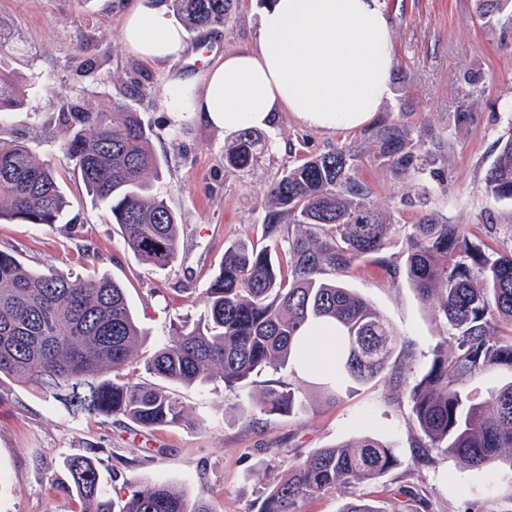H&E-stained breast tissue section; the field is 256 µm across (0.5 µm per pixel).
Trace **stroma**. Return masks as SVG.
Instances as JSON below:
<instances>
[{"mask_svg": "<svg viewBox=\"0 0 512 512\" xmlns=\"http://www.w3.org/2000/svg\"><path fill=\"white\" fill-rule=\"evenodd\" d=\"M137 0H0V22L12 40L0 50V68L19 77L24 106L0 117V135L18 137L58 174L70 205L59 224H0V250L18 251L32 268L71 276L107 275L126 291L147 336V357L175 329L204 313V290L233 241L277 248L287 225L268 233L262 198L289 164L341 146L366 145L382 125L409 130L434 161L398 173L363 157L360 176L372 199L391 215L387 246L354 267L344 281L391 322L402 337L395 355L403 384L385 379L342 385L339 403L324 401L321 381L304 382L310 408L243 417L236 404L287 372L266 371L228 391L222 383L171 386L187 410L176 426L140 429L122 417L106 421L67 413L37 388L0 380V512H74L64 459L96 447L102 483L118 492L124 482L167 481L190 498L203 497L215 512H257L272 473H283L316 448L370 434L388 436L401 463L385 476L339 488L303 503L302 512H341L362 496L401 512L403 490L415 497L412 512H512V483L494 471L478 472L459 460L417 456L420 437L411 420L405 387L420 380L443 334L405 272L406 236L424 213L463 225L484 251L512 248V204L484 192V178L499 146L512 137V6L481 16L476 0H382L391 20L395 51L394 93L384 112L362 127L312 129L292 113L261 131L256 162L231 170L226 148L232 136L197 121L175 128L163 98L166 68L135 58L120 42L123 16ZM261 0H240L224 29L187 35V52L175 69L196 71L224 53L249 45L257 32ZM93 59V69L81 68ZM130 102L152 133L162 162L156 191L179 215L176 263L160 270L124 245L119 225L71 175L60 148L57 115L63 103L91 112L103 104Z\"/></svg>", "mask_w": 512, "mask_h": 512, "instance_id": "1", "label": "stroma"}]
</instances>
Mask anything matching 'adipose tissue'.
Segmentation results:
<instances>
[{
  "label": "adipose tissue",
  "mask_w": 512,
  "mask_h": 512,
  "mask_svg": "<svg viewBox=\"0 0 512 512\" xmlns=\"http://www.w3.org/2000/svg\"><path fill=\"white\" fill-rule=\"evenodd\" d=\"M137 58L181 56L185 35L167 10L130 8L120 32ZM391 25L381 0H270L257 38L203 72L176 71L163 104L173 125L197 119L228 133L271 127L280 113L333 130L365 125L392 96ZM298 372L332 378L333 333L313 328L300 346Z\"/></svg>",
  "instance_id": "obj_1"
}]
</instances>
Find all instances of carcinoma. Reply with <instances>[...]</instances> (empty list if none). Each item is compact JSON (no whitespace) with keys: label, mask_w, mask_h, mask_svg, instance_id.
Here are the masks:
<instances>
[{"label":"carcinoma","mask_w":512,"mask_h":512,"mask_svg":"<svg viewBox=\"0 0 512 512\" xmlns=\"http://www.w3.org/2000/svg\"><path fill=\"white\" fill-rule=\"evenodd\" d=\"M188 32L224 28L236 0H153ZM24 105L15 75L0 68V114ZM60 148L73 173L120 226L126 246L159 269L177 260L182 224L154 193L161 161L137 113L119 103L82 112L68 104L59 114ZM259 138L238 134L228 164L245 169L257 158ZM369 152L403 171L429 156L423 143L395 125L370 136ZM364 152L336 147L284 169L268 186L263 224L272 232L292 226L286 263L270 250L237 242L224 249L218 273L205 289L206 310L194 327L178 330L145 367L163 384L120 378L140 362L144 332L124 289L108 276L70 277L34 270L0 250V380L37 387L67 412L91 418L121 416L146 430L180 423L185 410L168 384L220 381L234 390L253 374L288 369L278 382L238 406L247 416L308 410L298 384L296 342L325 325L336 333V381L367 384L397 378L393 361L400 336L364 297L336 278L384 249L393 224L371 200L359 176ZM486 194L512 202V138L487 170ZM69 201L52 166L21 140L0 137V223L53 225ZM407 237L405 272L419 299L449 330L428 371L408 389L420 438L417 456L451 455L485 470L494 463L512 476V379L484 400L465 383L484 373L512 374V251L485 253L462 225L424 214ZM399 449L382 436L363 435L316 448L268 482L258 512H301L306 500L376 479L398 463ZM79 512H213L177 485L127 482L119 499L100 483L94 458L64 460Z\"/></svg>","instance_id":"carcinoma-1"}]
</instances>
